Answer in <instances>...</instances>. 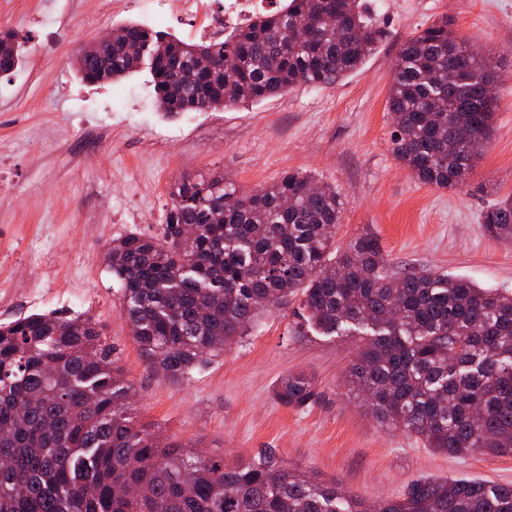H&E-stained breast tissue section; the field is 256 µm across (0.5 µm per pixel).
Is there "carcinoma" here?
<instances>
[{
    "label": "carcinoma",
    "instance_id": "obj_1",
    "mask_svg": "<svg viewBox=\"0 0 512 512\" xmlns=\"http://www.w3.org/2000/svg\"><path fill=\"white\" fill-rule=\"evenodd\" d=\"M329 11L335 24L305 37L303 24ZM386 38L368 0H284L218 42L128 23L112 50L79 53L74 66L85 82L120 81L138 70L137 43L163 64L150 68L153 90L175 116L337 85ZM23 56L18 34L0 30V74ZM496 68L446 15L401 45L387 110L394 155L419 182L463 187L495 129L484 86ZM171 198L161 237L130 233L104 253L153 366L174 379L200 369L298 296L322 333L364 330L347 377L381 425L450 456L512 454V294L445 271L391 272L372 232L337 249L345 199L298 172L249 191L220 173ZM184 225L196 228L191 242ZM482 230L512 244L511 197L485 211ZM105 329L57 312L0 325V512H512V486L492 481L416 478L371 509L271 450L226 465L164 442L131 416ZM275 397L306 407L313 383L290 375Z\"/></svg>",
    "mask_w": 512,
    "mask_h": 512
}]
</instances>
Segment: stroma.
<instances>
[{
	"mask_svg": "<svg viewBox=\"0 0 512 512\" xmlns=\"http://www.w3.org/2000/svg\"><path fill=\"white\" fill-rule=\"evenodd\" d=\"M102 0H0V27L29 54L0 74V323L33 313L94 317L135 393L130 411L162 436L233 464L271 448L292 468L333 480L366 503L397 498L415 478L512 485V455L451 457L381 426L352 392L353 336L297 335L298 301L265 315L204 369L174 381L154 369L120 315L107 247L158 237L176 184L227 174L243 189L307 173L347 200L336 244L370 231L392 270L433 269L512 293V245L486 236L484 211L512 195V0H372L391 32L342 84L297 87L246 107L164 117L148 66L112 85L82 82L72 54L126 21ZM74 35L40 51L45 19ZM448 16L455 33L497 60L495 131L463 188L425 186L399 165L386 100L400 46ZM122 101L113 109L112 101ZM302 372L306 407L279 404L280 380Z\"/></svg>",
	"mask_w": 512,
	"mask_h": 512,
	"instance_id": "35a3bbf8",
	"label": "stroma"
}]
</instances>
